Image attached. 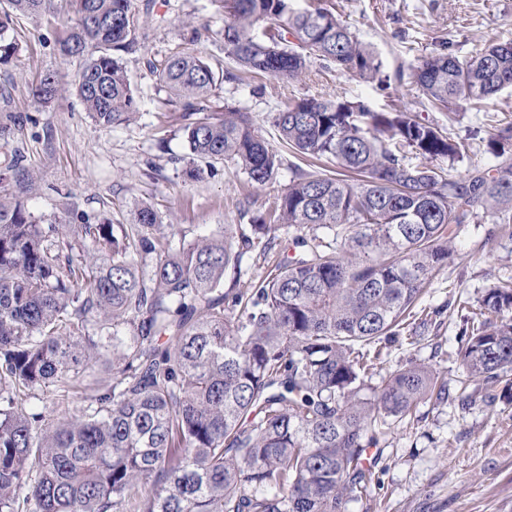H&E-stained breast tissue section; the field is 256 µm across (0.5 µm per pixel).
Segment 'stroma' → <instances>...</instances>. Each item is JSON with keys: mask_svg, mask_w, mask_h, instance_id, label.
Instances as JSON below:
<instances>
[{"mask_svg": "<svg viewBox=\"0 0 512 512\" xmlns=\"http://www.w3.org/2000/svg\"><path fill=\"white\" fill-rule=\"evenodd\" d=\"M326 7L379 53L386 74L453 39L460 53L495 38H512V0H326ZM139 20L136 53L126 66L138 108L127 122L101 127L76 95L84 60L65 57L60 40L77 23L71 0H47L42 11L16 19L8 37L16 45L0 65V195L20 202L40 224H127L136 204L147 203L163 223L191 235H208L227 224H247L272 211L287 188L297 157L284 148L273 117L304 96L363 99L377 110L407 109L472 145L471 163L486 165L488 138L502 119H512V92L503 91L489 111L462 105L435 112L418 90L391 84L378 90L346 73L312 63L307 77L288 82L241 71L224 51L225 15L214 0H132ZM202 34L196 49L218 78L206 106L236 108L277 149L281 166L260 189L233 167L216 164L199 179L187 178L177 156L186 151L184 105L160 81L152 64L186 48L191 30ZM55 73L64 91L41 105L33 92L41 76ZM30 174L17 183L14 168ZM485 224L466 225L452 243L453 258L427 286L424 306L441 309L440 324L417 345L385 350L369 387L407 365L432 366L453 380L460 375V331L467 313L459 298L476 304L488 288L512 278V235L488 238ZM376 485L348 499L346 512H512V395L479 388L473 402L419 403L403 422L379 435Z\"/></svg>", "mask_w": 512, "mask_h": 512, "instance_id": "35a3bbf8", "label": "stroma"}]
</instances>
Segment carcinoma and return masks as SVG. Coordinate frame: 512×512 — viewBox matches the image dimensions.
Here are the masks:
<instances>
[{
    "instance_id": "1",
    "label": "carcinoma",
    "mask_w": 512,
    "mask_h": 512,
    "mask_svg": "<svg viewBox=\"0 0 512 512\" xmlns=\"http://www.w3.org/2000/svg\"><path fill=\"white\" fill-rule=\"evenodd\" d=\"M72 2L79 23L60 51L85 58L77 95L98 125L120 124L137 110L123 62L138 45L131 0ZM214 2L227 15V56L252 74L299 82L318 61L387 82L378 52L325 7ZM8 3L1 65L15 51L13 16L45 0ZM452 44L400 66L396 80L432 109L484 111L512 87V39L464 56ZM149 66L191 117L188 177L205 162L233 166L256 189L273 178L279 154L248 113L202 105L216 79L197 51ZM61 92L46 73L36 96ZM274 126L312 163L294 167L273 213L211 236L189 240L147 205L132 224H37L0 201V512H344L376 482L365 457L388 418L448 398V380L417 364L366 396L382 355L371 347L424 340L441 311L416 306L452 258L448 242L464 224L508 220L512 122L488 140L494 163L457 179L449 169L470 145L406 110L304 97ZM322 160L335 173L318 171ZM78 245L90 254L80 262ZM246 257L266 275L224 289ZM461 342V405L472 382L512 387V281L487 290Z\"/></svg>"
}]
</instances>
